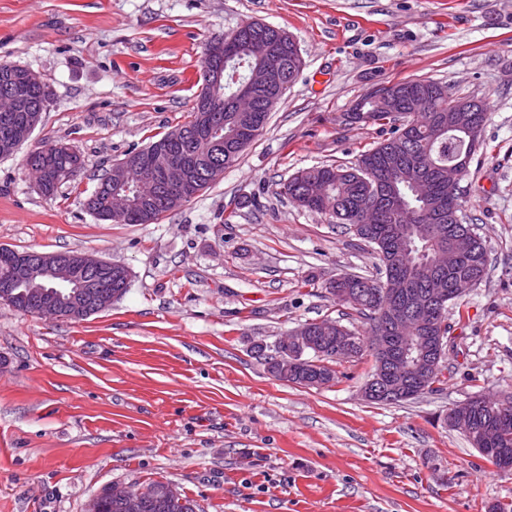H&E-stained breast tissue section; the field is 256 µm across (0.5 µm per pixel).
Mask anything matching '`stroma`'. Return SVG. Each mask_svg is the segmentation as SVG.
Returning a JSON list of instances; mask_svg holds the SVG:
<instances>
[{"label":"stroma","instance_id":"1","mask_svg":"<svg viewBox=\"0 0 512 512\" xmlns=\"http://www.w3.org/2000/svg\"><path fill=\"white\" fill-rule=\"evenodd\" d=\"M259 21L303 66L239 161L153 224L97 220L85 201L125 154L188 121L207 42ZM51 101L0 158V247L78 251L130 272L125 295L78 321L0 305V512H85L102 488L166 481L197 512H488L512 501L448 425L472 396L512 393V0H0V63ZM448 84L489 116L461 181L488 276L448 309L446 381L365 400L371 356L336 381L273 377L253 351L298 324H366L327 293L380 278L373 245L278 190L313 166L354 165L387 136L346 116L369 90ZM61 140L84 160L42 194L24 154Z\"/></svg>","mask_w":512,"mask_h":512}]
</instances>
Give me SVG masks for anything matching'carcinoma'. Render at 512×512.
<instances>
[{"label":"carcinoma","instance_id":"1","mask_svg":"<svg viewBox=\"0 0 512 512\" xmlns=\"http://www.w3.org/2000/svg\"><path fill=\"white\" fill-rule=\"evenodd\" d=\"M270 52L279 60L278 73L272 84L254 89L249 104L242 105L238 90L249 72L265 64L264 54ZM302 65L300 51L290 36L264 23H254L242 32L237 44L224 49V78L215 91L218 103L212 116L218 118L219 138L224 140L220 158L226 167L235 165L250 145L242 140L243 129L263 131L274 91L289 88ZM393 88L387 96L365 95L347 114L353 122L358 113H369L371 122L389 126L387 138L362 153L352 167L316 166L297 172L282 185L281 193L293 204L339 224L354 226L365 219L359 238L376 247L383 267L397 264L400 273L380 281L356 276L352 282L336 286L334 300L362 315L367 329H347L353 343L344 354L336 352L334 341L309 333V344L289 349L287 358L297 361L293 370L271 372L278 379L317 388L336 381V372L327 366L329 362L358 359L368 353L377 365L374 336L391 322L384 315V303L390 295L404 297L402 313L408 316L420 302L442 298L439 311L446 316L448 306L457 300L453 296L456 280L469 278L479 284L488 274L486 244L459 215L458 186L462 176L456 166L459 155L475 152L487 112L479 101L452 94L442 82L415 79L395 83ZM48 89L44 83L26 87L29 104L41 107ZM198 122L199 113L194 111L191 119L178 128L184 149L197 153L200 159L201 183L190 194L192 198L208 186V162L215 161L194 138ZM151 149L149 145L124 158L130 168L123 191L133 205L127 224H151L171 211V207L160 204L147 209L140 197L138 185ZM39 154L38 149L30 152L25 165L36 176L42 193L52 195L59 185L76 178L72 170L80 155L59 152L54 169L49 171L39 162ZM108 195L102 191L88 205L100 221H112ZM455 236L472 238L469 255L448 268L433 265L437 251ZM499 408L497 403L486 404L483 396H474L468 398L460 412L465 422L491 430L498 424ZM468 440L481 453L489 447L512 454V431L496 436L489 444L476 435ZM163 486L162 481L143 486L140 512H196V505L181 495L169 500L161 498L159 489Z\"/></svg>","mask_w":512,"mask_h":512}]
</instances>
